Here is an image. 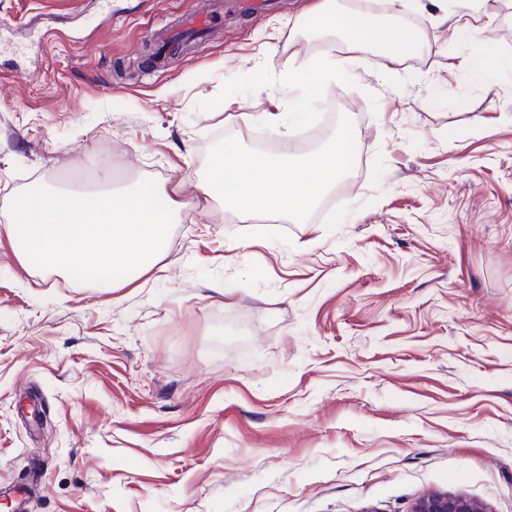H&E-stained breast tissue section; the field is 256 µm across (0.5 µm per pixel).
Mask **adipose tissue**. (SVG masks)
<instances>
[{
    "label": "adipose tissue",
    "mask_w": 512,
    "mask_h": 512,
    "mask_svg": "<svg viewBox=\"0 0 512 512\" xmlns=\"http://www.w3.org/2000/svg\"><path fill=\"white\" fill-rule=\"evenodd\" d=\"M319 31L335 35L336 50L326 59H313L301 75L307 87H321L325 78H345L373 49L386 51L395 62L415 51L420 43L417 29L396 26L371 10L340 8L337 0H317L311 10ZM346 173L340 144L306 153L280 150L272 154L242 155L238 146H225L213 162L211 177L202 187L222 189L225 209L242 220L274 211L302 218Z\"/></svg>",
    "instance_id": "adipose-tissue-1"
}]
</instances>
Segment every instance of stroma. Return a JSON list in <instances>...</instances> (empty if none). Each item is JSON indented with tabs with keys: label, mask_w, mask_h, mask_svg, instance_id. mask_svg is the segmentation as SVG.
<instances>
[{
	"label": "stroma",
	"mask_w": 512,
	"mask_h": 512,
	"mask_svg": "<svg viewBox=\"0 0 512 512\" xmlns=\"http://www.w3.org/2000/svg\"><path fill=\"white\" fill-rule=\"evenodd\" d=\"M311 2L225 14L160 66L207 0H0V213L101 170L175 203L168 253L120 288L0 238V496L24 512H512V74L459 67L512 57V0L453 37L444 0H407L416 52L314 96ZM334 139L347 175L301 222L200 189L225 144ZM413 512H484V509L461 496L435 493L419 500Z\"/></svg>",
	"instance_id": "35a3bbf8"
}]
</instances>
